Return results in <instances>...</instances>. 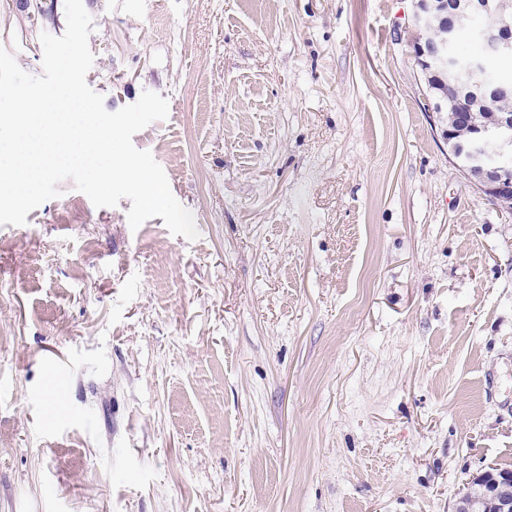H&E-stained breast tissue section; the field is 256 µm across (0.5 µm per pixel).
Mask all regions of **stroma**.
Instances as JSON below:
<instances>
[{
	"mask_svg": "<svg viewBox=\"0 0 512 512\" xmlns=\"http://www.w3.org/2000/svg\"><path fill=\"white\" fill-rule=\"evenodd\" d=\"M86 81L199 236L0 227V512H454L512 468V212L423 108L413 0H83ZM64 0H0L43 72Z\"/></svg>",
	"mask_w": 512,
	"mask_h": 512,
	"instance_id": "1",
	"label": "stroma"
}]
</instances>
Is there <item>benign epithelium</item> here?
Returning <instances> with one entry per match:
<instances>
[{
	"mask_svg": "<svg viewBox=\"0 0 512 512\" xmlns=\"http://www.w3.org/2000/svg\"><path fill=\"white\" fill-rule=\"evenodd\" d=\"M476 15L480 23L471 31L479 51L463 56L455 19L463 12ZM435 19L446 29L437 41L424 37ZM414 25L419 34L411 43L412 55L423 84L441 73L476 84L466 94L454 93L456 120L466 126L464 137L447 124L432 106V126L444 141L453 142L449 161L479 191L501 207L512 210V113L500 103L512 99V83L483 79L490 59L512 57V0H415ZM477 499L492 497L499 512H512V474L498 476L491 470L470 480Z\"/></svg>",
	"mask_w": 512,
	"mask_h": 512,
	"instance_id": "7a95c632",
	"label": "benign epithelium"
}]
</instances>
